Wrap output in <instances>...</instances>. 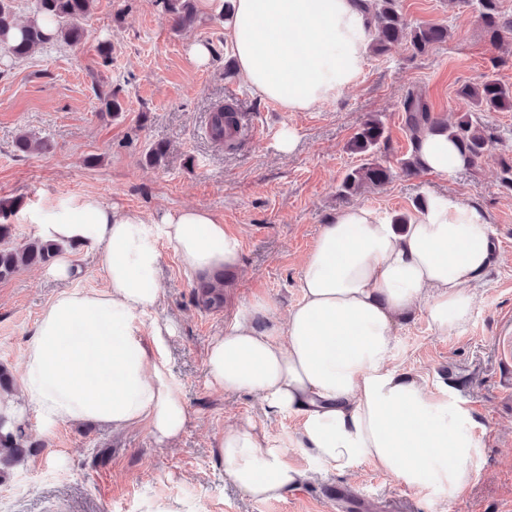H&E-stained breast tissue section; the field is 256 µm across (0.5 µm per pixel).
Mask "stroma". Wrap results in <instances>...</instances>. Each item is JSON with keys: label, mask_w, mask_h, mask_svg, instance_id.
<instances>
[{"label": "stroma", "mask_w": 512, "mask_h": 512, "mask_svg": "<svg viewBox=\"0 0 512 512\" xmlns=\"http://www.w3.org/2000/svg\"><path fill=\"white\" fill-rule=\"evenodd\" d=\"M413 25L448 28V39L428 54L398 45L368 54L356 84L306 112H288L260 99L227 66L234 57L225 27L198 9L180 28L156 0H94L81 20V44L33 52L18 62L0 56V202L20 209L94 195L119 208L160 216L187 206L209 209L240 233V266L224 286L220 310H199L194 285L169 244L161 246L157 280L163 290L156 318L173 322L168 367L182 390L189 421L174 444L158 443L146 425L120 432L85 422L42 431L34 417L26 430L38 448L0 480V512H334L328 498L339 485L358 487L383 503L407 501L415 512H512V190L503 186V162L512 161V112L482 114L496 137L476 167L445 179L423 170L408 175L401 163L410 141L398 108L407 90L424 94L434 115L448 116L456 90L491 74L512 85V33L492 44L476 0H400ZM211 47L206 64L188 53ZM112 47L103 64L97 47ZM235 89L242 129L233 147L207 135L214 104ZM120 102L108 111L104 98ZM379 119L386 139L375 157L391 167L383 186L341 190L361 164L349 143L362 124ZM296 133L292 152L276 146L281 129ZM46 140L43 149L16 152L20 134ZM166 153L150 163V147ZM431 192L453 193L491 222L496 259L474 295V315L454 336H441L422 312L396 329V366L424 375L429 388H453L467 401L482 443L474 479L459 498L443 502L402 486L362 462L356 475L330 472L288 445L298 419L267 411L254 394L208 386L205 357L211 341L240 308L264 301L262 323L284 324L301 298L304 258L336 210L363 205L386 216L410 215ZM82 270L66 282L50 267L22 269L0 282V364L19 378L24 345L42 310L61 291L103 285L96 253L70 251ZM251 424L264 432L309 481L275 500H256L224 472L218 439L224 429Z\"/></svg>", "instance_id": "1"}]
</instances>
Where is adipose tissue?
<instances>
[{
  "label": "adipose tissue",
  "mask_w": 512,
  "mask_h": 512,
  "mask_svg": "<svg viewBox=\"0 0 512 512\" xmlns=\"http://www.w3.org/2000/svg\"><path fill=\"white\" fill-rule=\"evenodd\" d=\"M225 9L237 72L289 112L334 98L362 73L372 27L359 0H202ZM422 170L453 176L467 161L446 134L415 141ZM36 236L100 253L104 285L60 292L29 337L16 393L0 396V426L33 415L43 430L86 420L120 431L144 424L177 439L189 413L163 359L171 327L154 319L163 297L161 243L201 281L237 269L242 238L204 208L153 218L93 195L22 212ZM487 214L454 194L429 195L398 225L365 206L340 209L307 256L300 300L284 325L261 328L264 303L234 314L210 344V385L250 392L298 418L294 447L339 474L368 461L405 487L448 500L471 485L480 453L470 409L448 389L395 366V328L414 311L442 336L472 321V287L493 263ZM224 470L257 499L283 497L308 473L251 425L226 428Z\"/></svg>",
  "instance_id": "adipose-tissue-1"
}]
</instances>
